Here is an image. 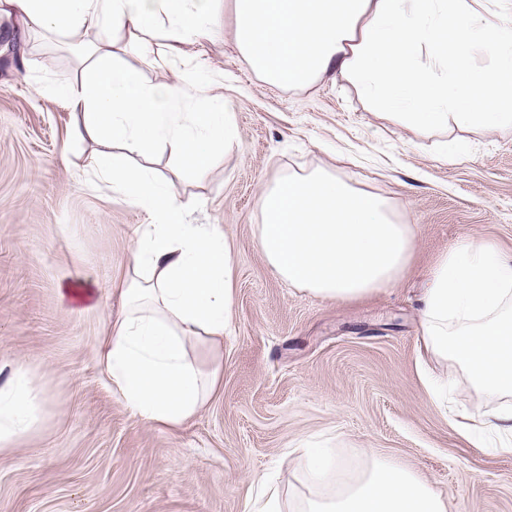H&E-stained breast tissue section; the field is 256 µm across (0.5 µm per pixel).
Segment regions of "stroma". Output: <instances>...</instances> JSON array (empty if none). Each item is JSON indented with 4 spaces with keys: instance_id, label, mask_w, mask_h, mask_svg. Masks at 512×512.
I'll return each instance as SVG.
<instances>
[{
    "instance_id": "1",
    "label": "stroma",
    "mask_w": 512,
    "mask_h": 512,
    "mask_svg": "<svg viewBox=\"0 0 512 512\" xmlns=\"http://www.w3.org/2000/svg\"><path fill=\"white\" fill-rule=\"evenodd\" d=\"M20 18L0 22V384L24 365L41 396L38 425L0 457V512H247L264 475L298 486V448H333L345 476L371 455L430 482L448 512H512V454L461 438L453 415L496 408L465 375L448 399L421 378V298L436 258L480 234L512 254V128H449L462 150L441 159L440 134L398 124L345 79L301 88L269 82L233 41L232 0L210 35L175 63L223 97L238 145L204 177L168 154L154 166L193 198L192 224H218L234 254L232 332L220 347L219 393L181 430L148 424L113 392L99 364L121 300L138 225L149 212L87 182L101 146L71 137L70 112L37 93L72 80V36L23 45ZM326 169L387 199L411 225L395 284L354 302L289 287L256 240L260 196L291 172ZM97 287L95 305L62 299Z\"/></svg>"
}]
</instances>
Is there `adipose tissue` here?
<instances>
[{
    "mask_svg": "<svg viewBox=\"0 0 512 512\" xmlns=\"http://www.w3.org/2000/svg\"><path fill=\"white\" fill-rule=\"evenodd\" d=\"M216 0H0V20L20 16L49 37L89 33L81 77L56 88L76 138L112 142L91 157L102 182L152 223L139 225L133 264L116 285L122 309L101 360L112 389L142 419L180 428L215 394L224 359L209 368L197 345L218 346L232 327L231 248L216 224H190V204L172 183L135 166L132 155L160 148L204 175L217 145L237 144L230 113L188 74L150 83L122 59L148 51L171 69L178 44L207 34ZM234 42L267 80L289 88L339 74L400 124L431 134L455 125H512V27L490 22L472 0H233ZM173 43L153 48L159 28ZM489 60L474 71L472 56ZM206 100V109L190 100ZM257 232L271 269L288 286L349 302L397 281L412 253L410 225L389 202L327 170L282 178L260 198ZM423 341L438 359L468 373L482 397L512 396V257L470 236L439 256L422 299ZM40 400L24 368L0 386V453L37 422ZM472 443L512 452V407L486 416ZM313 495L283 496L260 481L249 512H447L442 497L411 470L373 457L353 478L315 448L302 461Z\"/></svg>",
    "mask_w": 512,
    "mask_h": 512,
    "instance_id": "ef3b65f1",
    "label": "adipose tissue"
}]
</instances>
